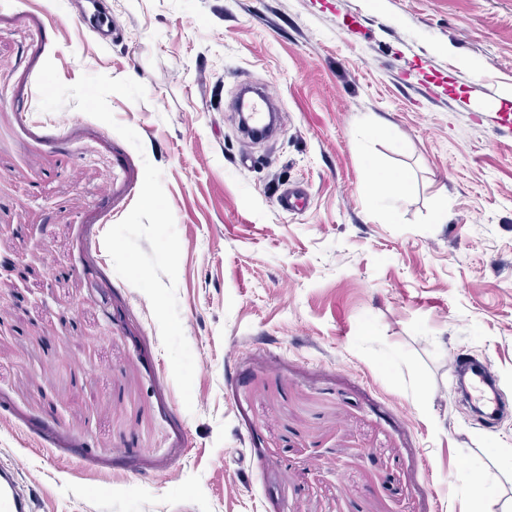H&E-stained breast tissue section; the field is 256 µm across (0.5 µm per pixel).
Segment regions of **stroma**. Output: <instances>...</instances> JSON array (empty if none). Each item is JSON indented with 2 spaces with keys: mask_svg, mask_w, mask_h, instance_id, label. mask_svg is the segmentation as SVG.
I'll return each instance as SVG.
<instances>
[{
  "mask_svg": "<svg viewBox=\"0 0 512 512\" xmlns=\"http://www.w3.org/2000/svg\"><path fill=\"white\" fill-rule=\"evenodd\" d=\"M82 3L0 0V463L40 512H512V413L480 426L451 366L512 405V0H102L106 42ZM48 60L144 84L108 99L142 149L41 111ZM246 82L281 108L256 144ZM148 162L189 408L104 246ZM371 183L377 195L387 201L400 200L409 189L407 179L398 172L374 175Z\"/></svg>",
  "mask_w": 512,
  "mask_h": 512,
  "instance_id": "stroma-1",
  "label": "stroma"
}]
</instances>
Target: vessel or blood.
<instances>
[{"instance_id":"obj_1","label":"vessel or blood","mask_w":512,"mask_h":512,"mask_svg":"<svg viewBox=\"0 0 512 512\" xmlns=\"http://www.w3.org/2000/svg\"><path fill=\"white\" fill-rule=\"evenodd\" d=\"M254 136L268 138L276 130V115L272 98L259 90L251 96L245 117ZM454 371L460 379L461 393L468 403L477 406V416L487 428L494 426L507 414L498 380L485 361L459 354L453 359ZM0 512H38L34 498L20 495L5 467L0 466Z\"/></svg>"}]
</instances>
